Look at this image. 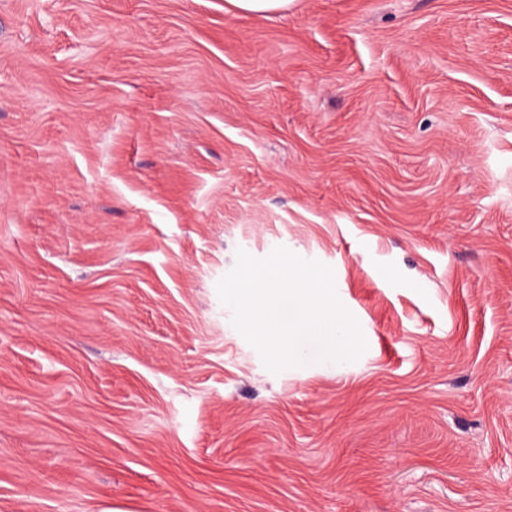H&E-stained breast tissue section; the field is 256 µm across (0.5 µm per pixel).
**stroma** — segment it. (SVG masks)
<instances>
[{"instance_id": "35a3bbf8", "label": "stroma", "mask_w": 512, "mask_h": 512, "mask_svg": "<svg viewBox=\"0 0 512 512\" xmlns=\"http://www.w3.org/2000/svg\"><path fill=\"white\" fill-rule=\"evenodd\" d=\"M278 246L356 362L233 326ZM0 512H512V0H0ZM228 2L238 12L264 14L286 11L293 0H228Z\"/></svg>"}]
</instances>
